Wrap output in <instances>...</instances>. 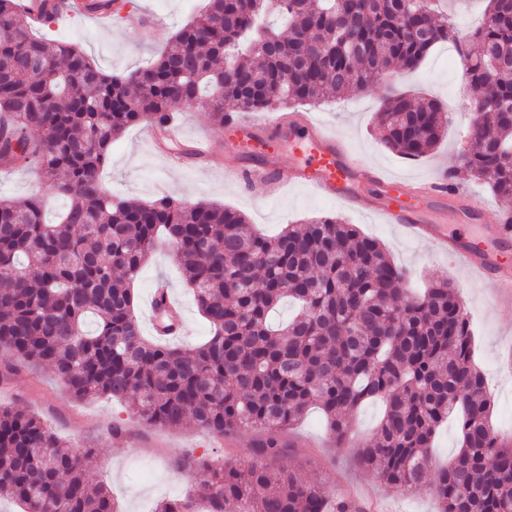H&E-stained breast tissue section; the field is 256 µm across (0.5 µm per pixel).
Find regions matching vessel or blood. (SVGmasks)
Returning <instances> with one entry per match:
<instances>
[{
	"label": "vessel or blood",
	"instance_id": "b4317fda",
	"mask_svg": "<svg viewBox=\"0 0 512 512\" xmlns=\"http://www.w3.org/2000/svg\"><path fill=\"white\" fill-rule=\"evenodd\" d=\"M110 14L107 0H69L65 12L66 17L89 16L102 25ZM264 127L287 142L294 161L287 167L270 162L256 170L238 171L242 187L251 195L275 197L284 188L301 185L321 196L358 207L365 198L357 191V183L389 182L388 177L358 160L347 144L328 132L313 114H283L265 122ZM413 188L422 199L447 201L454 216L473 213L481 207L465 189L441 179L418 181ZM379 213L384 223L399 225L409 236L430 241L441 251L461 258L481 278L495 280L504 290L512 288V263L507 260L512 252V226L497 225L491 236L472 242L450 236L445 226L426 223L421 213L409 206L387 204L380 206Z\"/></svg>",
	"mask_w": 512,
	"mask_h": 512
}]
</instances>
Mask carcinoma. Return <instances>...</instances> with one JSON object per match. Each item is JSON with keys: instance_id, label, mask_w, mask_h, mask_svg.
I'll return each mask as SVG.
<instances>
[{"instance_id": "obj_1", "label": "carcinoma", "mask_w": 512, "mask_h": 512, "mask_svg": "<svg viewBox=\"0 0 512 512\" xmlns=\"http://www.w3.org/2000/svg\"><path fill=\"white\" fill-rule=\"evenodd\" d=\"M33 31L19 0H0V167L35 169L68 203L50 223L42 200L0 198V379L47 366L72 397L123 402L138 422L176 428L190 416L213 435L261 434L243 465L191 459L199 492L156 512H197V499L206 512H354L322 476L279 465L282 436L315 402L342 441L354 411L375 399L383 416L356 467L399 493L428 486L438 512H512V437L492 428L487 378L448 280L408 296V271L337 217L267 236L237 210L115 199L99 179L130 126L164 125L194 105L222 126L227 103L260 112L361 93L448 43L480 92L463 167L512 203V0H489L482 24L465 31L432 0H208L124 76L75 41ZM378 118L385 145L412 158L432 151L448 122L440 102L392 88ZM162 239L211 327L192 349L167 339L177 326L164 286L153 306L165 337L143 336L136 315L130 283ZM285 299L298 312L275 327ZM450 420L460 448L431 482V449ZM2 500L23 512H116L84 457L9 405Z\"/></svg>"}]
</instances>
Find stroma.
<instances>
[{"label": "stroma", "instance_id": "stroma-1", "mask_svg": "<svg viewBox=\"0 0 512 512\" xmlns=\"http://www.w3.org/2000/svg\"><path fill=\"white\" fill-rule=\"evenodd\" d=\"M205 0H127L109 27H98L88 18L63 20L45 30V37L75 40L89 58L110 73H125L155 58L162 43L143 40L138 18L150 11L176 33L195 17ZM396 87L442 102L449 114L448 130L438 147L426 157L407 159L390 151L380 140L377 113L382 105V88L342 97L317 106L316 111L328 128L345 139L367 165L396 179L386 190L365 184L361 192L369 201L366 209L352 210L337 200L326 199L300 187L286 189L273 199H260L240 189L235 172L264 165L269 158L288 164L291 157L279 141L258 131L257 141H248L230 131L215 135L210 112L199 106L184 108L175 117L176 142L190 148L196 138L212 136L211 154L183 165L171 164L155 151L146 126L128 128L114 141L109 164L101 172L103 184L123 199L143 203L167 193L188 203L209 202L243 213L253 228L273 235L289 224H301L321 216H339L347 223L376 238L391 260L407 268L416 288L446 278L461 299L473 328L474 359L485 372L491 393L493 421L512 433V295L500 296L493 282L478 279L467 266L448 258L430 245L408 238L399 228L382 223L372 213L400 197L401 182L436 178L442 170L457 173L458 182L480 197L485 207L473 219L450 221L440 203L427 205L425 217L433 223L449 224L453 233L478 236L481 229L501 223L502 211L485 185L469 179L460 169L459 156L467 145L466 126L471 118L470 102L476 92L469 86L461 63L450 57L449 45L437 47L416 71L394 69ZM45 199V218L54 221L67 205L51 183L39 180L27 170L0 172V197ZM168 280L171 294L184 309L185 325L176 342L184 348L202 344L210 327L198 311L181 277L174 248L160 242L151 259L132 283L138 316H145L157 282ZM12 403L38 412L61 439L75 450L91 451L87 462L96 480L104 482L119 505V512H154L165 499L182 497L194 485V473L183 465L184 455L237 463L244 460L258 435L253 431L234 436L233 448L223 439L201 430L194 421L177 428L151 427L133 423L128 408L105 398L74 400L53 373L45 368L15 375L9 385H0V404ZM383 413L380 402H368L351 419L345 442H336L319 407H311L301 422L290 430L289 445L282 463L299 473H322L334 495H349L377 502L379 512H435L431 495L417 488L406 494L389 491L378 475L355 467L357 447L370 440ZM130 425L131 436L119 440L109 427Z\"/></svg>", "mask_w": 512, "mask_h": 512}]
</instances>
